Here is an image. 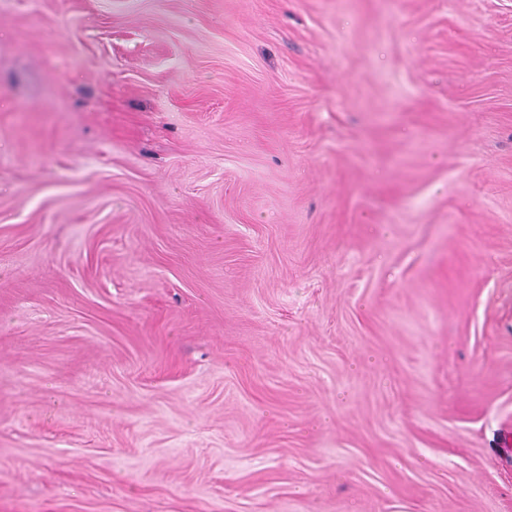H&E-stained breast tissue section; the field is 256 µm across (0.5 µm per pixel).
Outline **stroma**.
Segmentation results:
<instances>
[{"label":"stroma","mask_w":512,"mask_h":512,"mask_svg":"<svg viewBox=\"0 0 512 512\" xmlns=\"http://www.w3.org/2000/svg\"><path fill=\"white\" fill-rule=\"evenodd\" d=\"M0 512H512V0H0Z\"/></svg>","instance_id":"1"}]
</instances>
